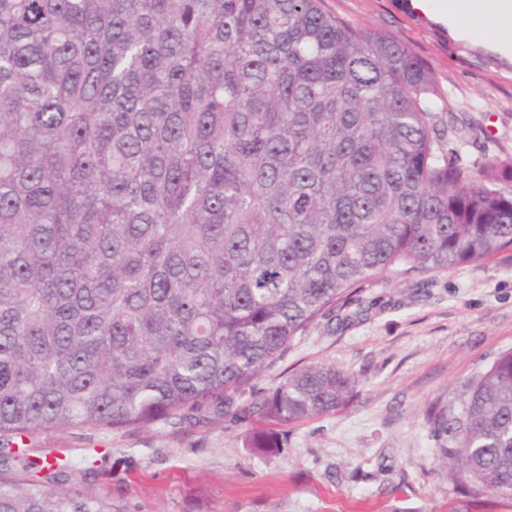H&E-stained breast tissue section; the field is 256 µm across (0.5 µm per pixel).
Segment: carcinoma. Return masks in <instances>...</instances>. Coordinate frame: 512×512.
Masks as SVG:
<instances>
[{
  "label": "carcinoma",
  "mask_w": 512,
  "mask_h": 512,
  "mask_svg": "<svg viewBox=\"0 0 512 512\" xmlns=\"http://www.w3.org/2000/svg\"><path fill=\"white\" fill-rule=\"evenodd\" d=\"M405 45L321 0H0V512L93 472L23 437L241 409L253 447L344 407L331 364L255 379L392 273L512 256V156L462 162ZM441 414L451 470L512 498V352Z\"/></svg>",
  "instance_id": "carcinoma-1"
}]
</instances>
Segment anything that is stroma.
<instances>
[{
	"label": "stroma",
	"mask_w": 512,
	"mask_h": 512,
	"mask_svg": "<svg viewBox=\"0 0 512 512\" xmlns=\"http://www.w3.org/2000/svg\"><path fill=\"white\" fill-rule=\"evenodd\" d=\"M355 27L391 34L435 74L449 119L465 127L464 159L512 155V60L421 21L407 0H323ZM512 351V261L457 266L366 285L319 319L263 371L265 394L284 373L331 363L357 379L336 412L288 426L279 451L251 444L246 399L213 420L139 430L84 427L27 439L33 455L71 462L95 455L96 476L75 496L109 499L112 512H512V500L474 492L442 454L451 437L430 420L460 415L462 384Z\"/></svg>",
	"instance_id": "35a3bbf8"
}]
</instances>
